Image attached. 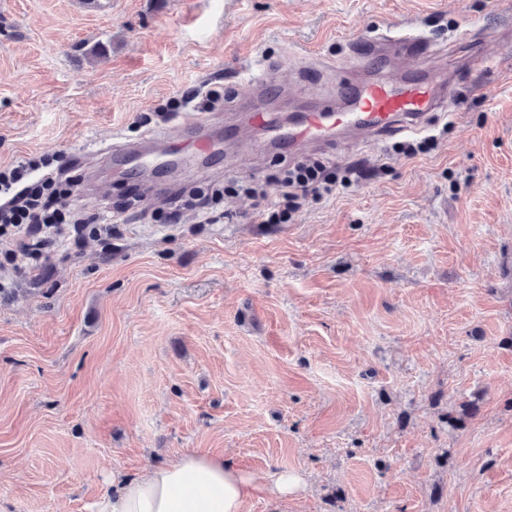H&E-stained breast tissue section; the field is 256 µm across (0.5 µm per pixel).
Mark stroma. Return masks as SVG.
Returning a JSON list of instances; mask_svg holds the SVG:
<instances>
[{"label":"stroma","mask_w":512,"mask_h":512,"mask_svg":"<svg viewBox=\"0 0 512 512\" xmlns=\"http://www.w3.org/2000/svg\"><path fill=\"white\" fill-rule=\"evenodd\" d=\"M409 29L428 56L378 74L450 76L421 130L268 152L248 128L187 169L126 184L99 167L202 120L154 116L166 98L220 84L242 115L262 75L284 118L365 73L356 42ZM29 154L78 162L75 210L119 226L38 279L0 271V512H96L113 476L192 451L265 486L243 512H512V12L496 0H0V166ZM303 160L366 175L259 223L239 185ZM207 188L221 223H163ZM285 471L300 482L282 499Z\"/></svg>","instance_id":"stroma-1"}]
</instances>
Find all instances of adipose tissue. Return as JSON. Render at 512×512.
Here are the masks:
<instances>
[{"mask_svg":"<svg viewBox=\"0 0 512 512\" xmlns=\"http://www.w3.org/2000/svg\"><path fill=\"white\" fill-rule=\"evenodd\" d=\"M263 491L255 477L223 456L191 452L113 480L99 512H242Z\"/></svg>","mask_w":512,"mask_h":512,"instance_id":"obj_1","label":"adipose tissue"}]
</instances>
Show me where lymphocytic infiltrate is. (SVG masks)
Instances as JSON below:
<instances>
[{"label":"lymphocytic infiltrate","mask_w":512,"mask_h":512,"mask_svg":"<svg viewBox=\"0 0 512 512\" xmlns=\"http://www.w3.org/2000/svg\"><path fill=\"white\" fill-rule=\"evenodd\" d=\"M53 156H23L0 167V237L18 239L17 249L7 251L9 264H22L24 273L37 275L52 250L78 242L82 234L108 236L112 227L90 216L69 223L70 199L79 176L58 177L51 173ZM336 191L319 164H298L285 170L262 190L264 206L258 215L265 224L287 223L310 197L323 198Z\"/></svg>","instance_id":"lymphocytic-infiltrate-1"}]
</instances>
